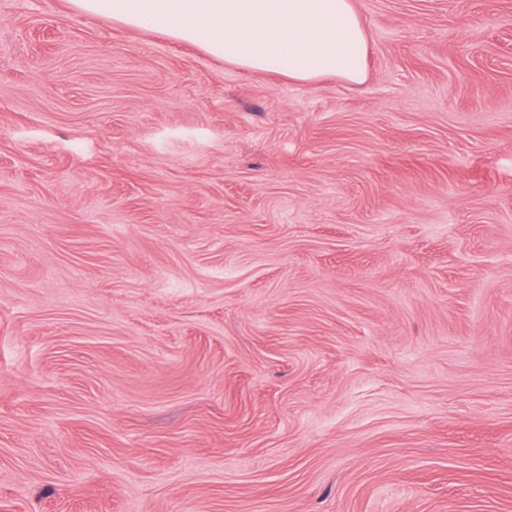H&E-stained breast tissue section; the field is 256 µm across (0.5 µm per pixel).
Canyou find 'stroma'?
Returning <instances> with one entry per match:
<instances>
[{
	"label": "stroma",
	"mask_w": 512,
	"mask_h": 512,
	"mask_svg": "<svg viewBox=\"0 0 512 512\" xmlns=\"http://www.w3.org/2000/svg\"><path fill=\"white\" fill-rule=\"evenodd\" d=\"M300 83L0 0V512H512V0H355Z\"/></svg>",
	"instance_id": "35a3bbf8"
}]
</instances>
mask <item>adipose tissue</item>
Here are the masks:
<instances>
[{
    "mask_svg": "<svg viewBox=\"0 0 512 512\" xmlns=\"http://www.w3.org/2000/svg\"><path fill=\"white\" fill-rule=\"evenodd\" d=\"M128 28L165 33L250 71L309 83L365 76L367 35L353 0H70Z\"/></svg>",
    "mask_w": 512,
    "mask_h": 512,
    "instance_id": "1",
    "label": "adipose tissue"
}]
</instances>
